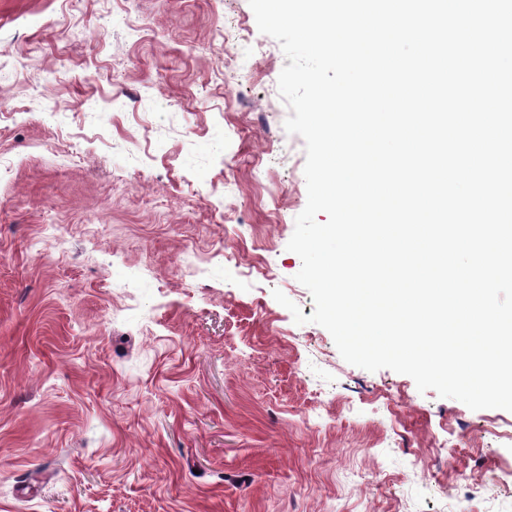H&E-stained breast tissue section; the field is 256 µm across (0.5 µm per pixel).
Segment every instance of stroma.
I'll return each instance as SVG.
<instances>
[{"label":"stroma","mask_w":512,"mask_h":512,"mask_svg":"<svg viewBox=\"0 0 512 512\" xmlns=\"http://www.w3.org/2000/svg\"><path fill=\"white\" fill-rule=\"evenodd\" d=\"M287 64L248 0H0V512H512V412L274 299Z\"/></svg>","instance_id":"35a3bbf8"}]
</instances>
